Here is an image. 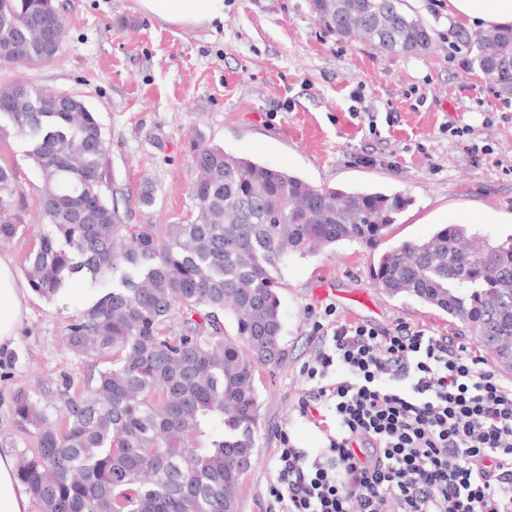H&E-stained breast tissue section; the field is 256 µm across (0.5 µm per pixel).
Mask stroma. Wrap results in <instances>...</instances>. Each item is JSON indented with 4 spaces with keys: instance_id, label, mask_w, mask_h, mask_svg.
Returning <instances> with one entry per match:
<instances>
[{
    "instance_id": "obj_1",
    "label": "stroma",
    "mask_w": 512,
    "mask_h": 512,
    "mask_svg": "<svg viewBox=\"0 0 512 512\" xmlns=\"http://www.w3.org/2000/svg\"><path fill=\"white\" fill-rule=\"evenodd\" d=\"M66 24L57 56L30 66L0 63V90L18 83L80 96L107 141L104 197L122 192L130 224H179L194 212L196 177L186 147L201 133L225 152L287 170L312 186L400 193L411 200L382 242L390 248L430 236L444 216L476 209L512 212V107L479 68L468 30L448 18V0H407L432 35L418 55L387 53L368 40L325 29L309 0H224L223 22L180 27L140 11L137 0H53ZM468 127L463 137L453 127ZM0 165L15 174L12 210L23 233L0 255L22 271L44 232L43 189L28 141L0 117ZM152 206L136 205L144 186ZM379 255L341 241L314 255H289L278 290L286 357L257 372L255 456L243 479L239 512H269V487L281 434L296 447L321 448L324 433L295 409L316 325L336 319L380 329L410 325L471 342L462 324L405 295L377 288ZM329 285L325 298L316 288ZM103 292L79 282L47 298L26 290L12 347L0 348V454L15 455L26 436L11 396L25 389L58 405L63 377L81 383L89 364L66 345L69 318ZM350 293L372 309L344 308Z\"/></svg>"
}]
</instances>
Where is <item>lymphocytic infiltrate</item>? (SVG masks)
I'll return each instance as SVG.
<instances>
[{
    "instance_id": "1",
    "label": "lymphocytic infiltrate",
    "mask_w": 512,
    "mask_h": 512,
    "mask_svg": "<svg viewBox=\"0 0 512 512\" xmlns=\"http://www.w3.org/2000/svg\"><path fill=\"white\" fill-rule=\"evenodd\" d=\"M301 372L299 414L335 433L282 437L279 512H512V381L466 344L338 320Z\"/></svg>"
}]
</instances>
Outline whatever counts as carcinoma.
<instances>
[{"label": "carcinoma", "mask_w": 512, "mask_h": 512, "mask_svg": "<svg viewBox=\"0 0 512 512\" xmlns=\"http://www.w3.org/2000/svg\"><path fill=\"white\" fill-rule=\"evenodd\" d=\"M52 2L0 0L1 62H46L43 23L56 22L66 36ZM310 7L327 30H356L388 52L417 54L431 41L402 0ZM473 44L480 69L512 93V29L484 32ZM26 92L9 116L42 173L39 211L49 231L27 253L24 272L48 297L73 277L109 282L64 339L75 354L110 366L78 391L63 390L57 417L28 391L14 392L15 424L36 441L16 454L19 481L40 512H239L240 481L255 455V373L285 357L278 265L343 240L378 246L408 199L315 188L194 136L195 214L184 224H127L102 194L107 145L93 112L72 93ZM14 195V173L0 166L1 245L20 230ZM468 233L448 225L390 247L379 256L377 286L447 313L511 369L512 236L452 258ZM206 433L211 446L196 447Z\"/></svg>", "instance_id": "obj_1"}]
</instances>
